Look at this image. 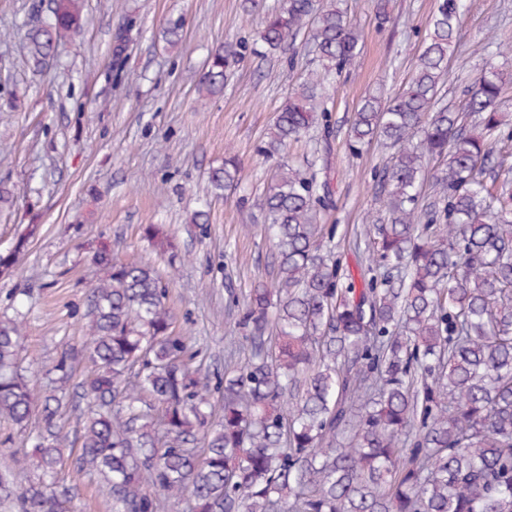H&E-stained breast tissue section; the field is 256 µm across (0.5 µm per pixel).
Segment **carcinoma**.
Wrapping results in <instances>:
<instances>
[{
    "mask_svg": "<svg viewBox=\"0 0 512 512\" xmlns=\"http://www.w3.org/2000/svg\"><path fill=\"white\" fill-rule=\"evenodd\" d=\"M52 3L30 38L36 62L80 24L81 0ZM464 8L439 0L408 86L354 113L352 151L392 150L361 287L321 245L335 227L313 223L327 183L284 161L264 200L275 279L230 294L246 336L224 375L195 365L201 351L175 330L158 270L105 247L92 256L104 276L90 289L86 340L62 346L48 385L22 373V321L0 317V419L26 428L39 416V474L18 490L1 472V500L73 512L60 484L71 447L62 391L84 364L78 464L101 477L112 512H162L171 500L184 512H512V168L502 170L512 130L496 109L506 77L493 60L460 106L440 98ZM308 25L323 78L357 58L360 32L333 2L315 13L313 0H282L263 47L281 50ZM225 57L222 47L210 55L199 94L223 92ZM321 84L289 96L268 151L330 128ZM241 172L228 157L208 181L221 192ZM427 178L440 211L419 207ZM147 233L179 258L162 228Z\"/></svg>",
    "mask_w": 512,
    "mask_h": 512,
    "instance_id": "1",
    "label": "carcinoma"
}]
</instances>
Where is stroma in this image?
I'll list each match as a JSON object with an SVG mask.
<instances>
[{"label": "stroma", "mask_w": 512, "mask_h": 512, "mask_svg": "<svg viewBox=\"0 0 512 512\" xmlns=\"http://www.w3.org/2000/svg\"><path fill=\"white\" fill-rule=\"evenodd\" d=\"M361 33L354 65L334 75L323 102L329 128H315L281 156H267V133L290 92L316 65L310 32L274 54L261 53L265 17L281 0H83L78 35L42 67L28 53L34 28L51 0H0V253L14 250L36 225L17 271L0 277V315L25 310L19 357L30 371L51 367L64 342L81 344L90 288L103 276L91 260L107 242L116 260L157 268L166 284L175 328L201 349L203 368L223 373L224 348L241 339L228 291L273 282L276 250L265 233L263 198L281 160L315 162L331 202L316 221L332 225L330 243L344 266L356 268L355 239L384 203L375 175L390 152L374 146L353 153L347 132L363 96L391 97L409 83L437 0H390L386 24L377 0H336ZM183 19L177 45L163 30ZM126 31L125 68L115 73L112 49ZM512 43V0H468L457 46L448 61L445 100L482 71V45ZM225 46L222 94L199 97L196 85L212 49ZM243 167L240 186L211 192L206 175L226 154ZM206 211L207 223L192 221ZM150 224L176 236L183 259L168 266L144 237ZM28 430L0 420V471L17 487L36 472ZM64 485L77 488L76 512H112L96 477L68 461Z\"/></svg>", "instance_id": "obj_1"}]
</instances>
